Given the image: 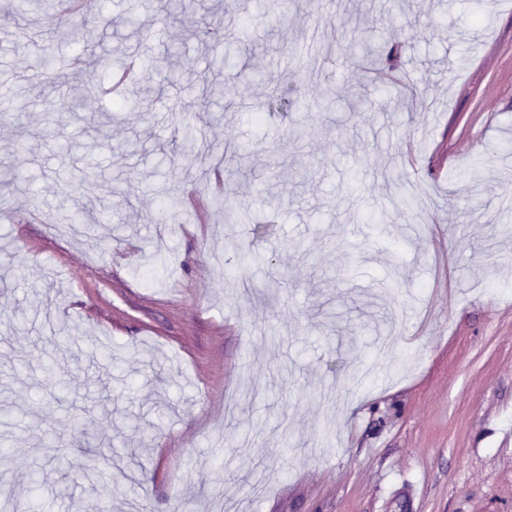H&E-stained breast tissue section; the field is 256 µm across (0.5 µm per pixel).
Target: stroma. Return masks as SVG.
<instances>
[{"label": "stroma", "mask_w": 512, "mask_h": 512, "mask_svg": "<svg viewBox=\"0 0 512 512\" xmlns=\"http://www.w3.org/2000/svg\"><path fill=\"white\" fill-rule=\"evenodd\" d=\"M184 2L177 24L93 0L0 26L28 113L0 119V173L34 177L0 185V512H83L87 466L110 512H174L189 489L190 512H512V0H260L244 22L226 0L233 67ZM87 29L83 69L38 86L39 56ZM118 48L146 65L121 108L97 64ZM205 79L222 111H193L182 87ZM274 86L295 106L257 124ZM206 143L219 190L192 164ZM105 195L122 230L56 240Z\"/></svg>", "instance_id": "stroma-1"}]
</instances>
